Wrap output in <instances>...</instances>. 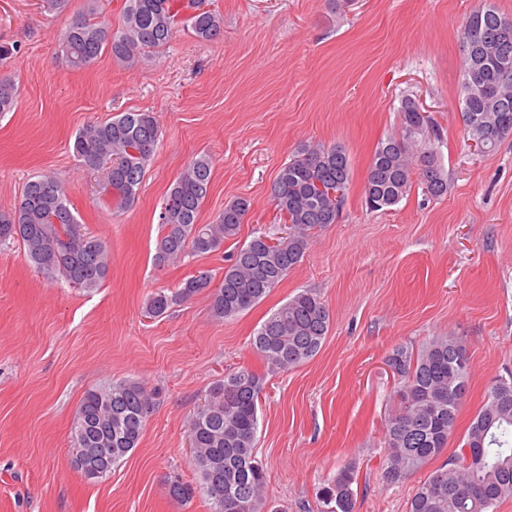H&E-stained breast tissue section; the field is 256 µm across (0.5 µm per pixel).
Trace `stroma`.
<instances>
[{
	"mask_svg": "<svg viewBox=\"0 0 512 512\" xmlns=\"http://www.w3.org/2000/svg\"><path fill=\"white\" fill-rule=\"evenodd\" d=\"M480 0H205L224 19L212 41L177 25L170 42L130 69L102 54L70 69L60 51L66 14L44 0H0V76L19 88L0 115V210L25 183L53 172L73 186L84 231L104 239L112 267L92 293L36 271L19 244L0 246V512H208L177 503L168 477L193 481L187 416L209 387L242 364L266 377L256 452L269 512H317V492L348 464L360 476L354 512H406L416 486L453 456L389 483L384 427L400 401L386 364L393 348L464 336L471 375L458 415L463 436L491 381L512 371V136L469 147L459 106L460 28ZM428 118L450 191L421 185L388 211L364 201L377 143L398 130L402 95ZM155 113L160 140L134 205L104 206L105 172L79 165L74 137L120 112ZM342 146L351 180L335 224L315 231L288 278L237 319L217 322L200 293L164 315L148 295L199 269L222 280L227 256L253 228L276 221L270 188L297 145ZM212 161L198 221L251 201L236 239L214 253L155 266L158 213L194 157ZM332 313L319 353L269 373L253 331L301 289ZM159 392L138 448L105 481L73 469L70 427L84 393L121 379Z\"/></svg>",
	"mask_w": 512,
	"mask_h": 512,
	"instance_id": "1",
	"label": "stroma"
}]
</instances>
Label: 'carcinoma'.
Here are the masks:
<instances>
[{
    "label": "carcinoma",
    "instance_id": "cac0c4a2",
    "mask_svg": "<svg viewBox=\"0 0 512 512\" xmlns=\"http://www.w3.org/2000/svg\"><path fill=\"white\" fill-rule=\"evenodd\" d=\"M97 0H84L64 31L61 52L67 65L81 70L105 51L134 67L148 60L147 52L166 45L177 20L187 16L196 37L218 38L224 19L212 10L193 13L187 0H125L117 30L96 19ZM463 74L459 104L467 140L491 152L512 135V18L494 5L481 4L460 31ZM18 87L0 79V114L16 104ZM397 133L378 142L364 186L365 204L372 211L400 203L419 178L427 195L442 198L450 185L437 155L426 142V117L415 99L402 98ZM160 137L153 112H120L80 129L74 155L91 169L112 162L105 178L106 205L115 212L131 207L141 188ZM351 161L336 145L305 142L283 164L270 195L287 231L258 228L235 248L224 267L221 284L211 288L212 275L200 270L165 292L150 295L145 313L162 316L169 307L209 292L210 316L223 322L250 310L276 288L302 261L315 230L334 224L345 195ZM212 161L192 158L170 185L159 215L157 266L179 263L189 254L219 250L237 237L250 209L244 196L224 205L214 224L198 223L210 189ZM72 186L53 172L25 184L20 203L0 212V245L19 242L33 266L51 278L60 277L91 292L108 275L111 255L107 242L79 229L71 207ZM332 322L327 304L314 292L302 290L260 324L251 339L253 350L271 372L288 371L312 360L321 350ZM400 381V408L387 423L383 466L387 480L398 482L419 470L448 446L461 405L468 392L470 357L460 336H434L418 350L398 346L387 356ZM264 376L239 366L215 383L204 403L188 417L190 464L195 482L173 476L168 493L178 502L205 499L209 512H266V473L255 453L260 396ZM158 393L136 379L101 384L85 392L70 428L72 465L90 483L105 480L112 468L143 436ZM356 465L327 479L317 498V512H354ZM512 497V373L498 376L471 420L450 463L431 472L415 489L406 512H496Z\"/></svg>",
    "mask_w": 512,
    "mask_h": 512
}]
</instances>
